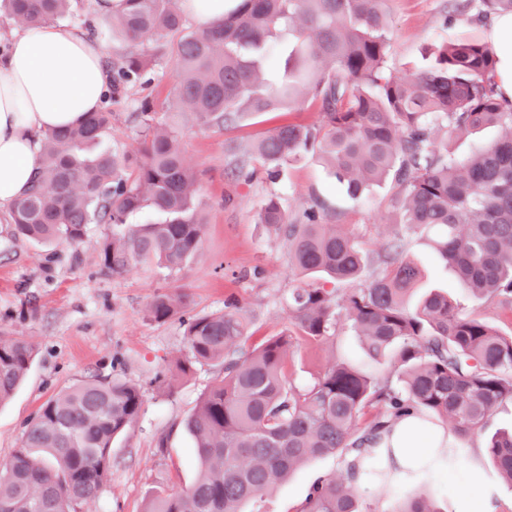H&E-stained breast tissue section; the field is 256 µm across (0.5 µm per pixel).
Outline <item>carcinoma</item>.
Masks as SVG:
<instances>
[{
    "mask_svg": "<svg viewBox=\"0 0 512 512\" xmlns=\"http://www.w3.org/2000/svg\"><path fill=\"white\" fill-rule=\"evenodd\" d=\"M386 0H240L206 29L187 25L181 0H125L102 30L83 21L91 39L107 34L125 46L107 61L108 97L150 82L148 67L175 59L177 111L203 127L226 130L249 114L318 105L313 125L288 124L254 148L229 147L235 181L250 182L255 160L271 181L319 151L349 194L374 185L396 188L393 204L407 231L424 237L460 285L512 311V110L496 98L489 75L495 49L481 41L442 44L427 67L404 78L387 68ZM28 28L71 14L72 0H0ZM112 112L89 113L80 125L46 134L28 192L9 212L13 238L44 246L81 242L91 224H109L100 265L114 276L147 263L167 276L198 251L203 221L194 206L196 178L176 127L143 102L131 119L141 157L128 150H87L108 132ZM443 127L458 135L495 127L497 140L458 158L432 139ZM155 211L160 223L129 224ZM318 198L294 215L281 197L266 198L258 223L285 241L296 285L288 310L301 335L328 340L349 326L380 376L334 363L305 387L288 379V331L245 353L247 324L236 304L186 314L184 297L159 293L150 319L184 327L187 375L198 366L216 376L184 421L199 470L180 493L158 496L145 512H243L309 461L334 454L339 474L318 481L299 512L360 510L365 478H385L383 447L391 422L408 413L445 426L458 440L484 431L512 402V334L471 316L450 295L431 292L410 304L421 270L395 236L372 256L357 237L326 223ZM36 355L21 336L0 331V403L26 377ZM141 387L118 376L92 377L46 401L26 425L0 479V512H78L111 477L112 442L138 420ZM374 418L360 421L370 409ZM486 453L512 483V432L494 434ZM390 512H436L416 497Z\"/></svg>",
    "mask_w": 512,
    "mask_h": 512,
    "instance_id": "carcinoma-1",
    "label": "carcinoma"
}]
</instances>
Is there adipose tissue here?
Segmentation results:
<instances>
[{
    "mask_svg": "<svg viewBox=\"0 0 512 512\" xmlns=\"http://www.w3.org/2000/svg\"><path fill=\"white\" fill-rule=\"evenodd\" d=\"M497 53L492 73L499 100L512 106V14L487 22ZM103 48L83 32L56 24L20 31L0 58V210L11 207L34 177L45 132L82 122L107 91ZM389 443L396 466L413 473L454 454L452 437L415 415L395 419ZM493 490L473 465L456 494V512H492Z\"/></svg>",
    "mask_w": 512,
    "mask_h": 512,
    "instance_id": "obj_1",
    "label": "adipose tissue"
}]
</instances>
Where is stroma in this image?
<instances>
[{"label":"stroma","mask_w":512,"mask_h":512,"mask_svg":"<svg viewBox=\"0 0 512 512\" xmlns=\"http://www.w3.org/2000/svg\"><path fill=\"white\" fill-rule=\"evenodd\" d=\"M452 2L387 0L388 67L393 74L421 66L436 44L486 40L482 0H473L463 17L453 16ZM149 76V85L108 102L112 124L100 146L137 148L138 133L129 115L144 100L179 129L196 172V202L205 226L200 249L175 279H162L150 265L123 276L105 271L97 254L106 225H92L81 243L43 248L13 239L0 213V328L26 337L36 347L24 381L0 404V466L19 448L27 420L51 396L87 376L111 375L113 362H120L122 376L144 391L137 423L112 443L111 478L84 512H145L153 496L180 492L196 477L192 440L182 423L207 390L213 369L205 366L186 376L179 372L177 363L185 356L183 329L178 322L157 323L147 317L146 307L155 294L181 293L190 310L199 314L222 310L227 300L237 301L248 321L243 344L248 352L292 324L288 291L294 277L287 250L257 222L268 194H280L295 213L311 197H319L328 206V223L351 231L376 252L398 229L389 184L373 188L366 198H352L315 153L288 167L274 183L259 177L245 185L232 178L227 168L228 142L246 144L283 125L315 123L317 105L307 102L296 109L259 114L229 131L204 129L189 113L173 111L171 65L151 66ZM408 252L425 273L420 292H448L464 311L503 333L512 332V313L469 294L419 236H409ZM289 359L288 375L298 385L309 383L314 373L337 360L370 363L360 339L347 328L327 341L298 338ZM461 464L451 477L359 492L362 512L371 507L385 512L398 498L420 493L436 512H452L457 483L467 474L469 458H462ZM340 470L337 456L312 460L272 493L247 502L245 512H298L311 485Z\"/></svg>","instance_id":"obj_1"}]
</instances>
